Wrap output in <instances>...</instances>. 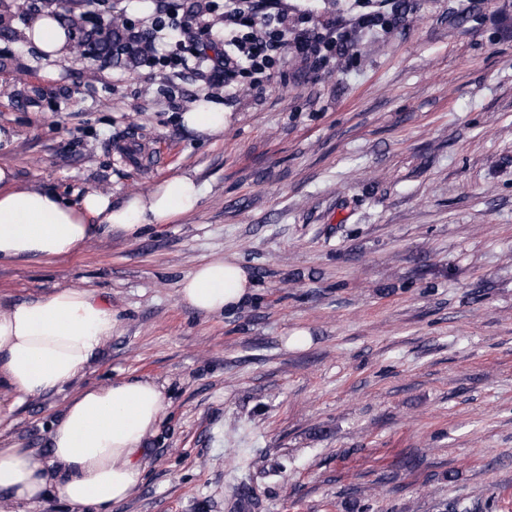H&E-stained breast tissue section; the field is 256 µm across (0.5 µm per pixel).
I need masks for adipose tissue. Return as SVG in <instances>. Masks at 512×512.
<instances>
[{"label":"adipose tissue","mask_w":512,"mask_h":512,"mask_svg":"<svg viewBox=\"0 0 512 512\" xmlns=\"http://www.w3.org/2000/svg\"><path fill=\"white\" fill-rule=\"evenodd\" d=\"M25 35L51 58L66 46L64 27L47 12ZM200 201L195 182L176 176L117 207L96 191L74 204L53 191L16 185L12 170L0 167V264L78 252L99 225L134 237L146 225L197 210ZM252 287L234 258L214 256L182 279L179 296L200 314L215 315L242 304ZM115 326L111 308L80 288L0 305V389L21 401L74 387ZM165 408L163 385L150 379L77 390L50 427L45 457L28 448H0V490L9 493L12 512H25L53 490L73 512H112L142 483L146 444Z\"/></svg>","instance_id":"obj_1"}]
</instances>
